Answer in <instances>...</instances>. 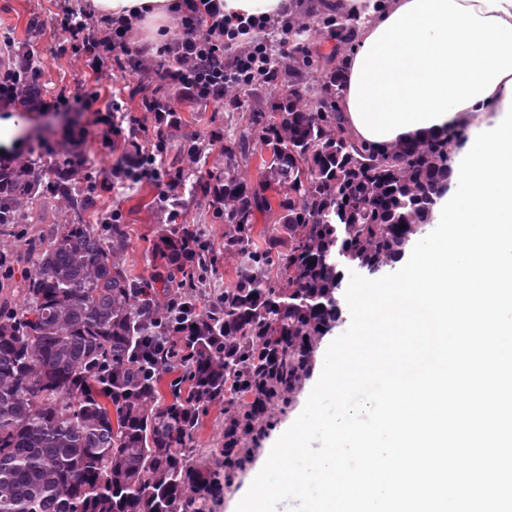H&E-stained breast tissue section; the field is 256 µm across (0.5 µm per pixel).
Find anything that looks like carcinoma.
<instances>
[{"label":"carcinoma","mask_w":512,"mask_h":512,"mask_svg":"<svg viewBox=\"0 0 512 512\" xmlns=\"http://www.w3.org/2000/svg\"><path fill=\"white\" fill-rule=\"evenodd\" d=\"M314 64H295L284 82L271 58L279 98L267 108L241 100L238 126L220 136L224 168L192 172V195L224 219L222 249L207 252L193 224H170L139 281L120 257L126 225L101 223L75 164L0 157V242L43 223L50 197L71 211L28 245L22 302L0 315V512H207L311 377L341 320L346 270L377 275L423 233L466 127L361 145L338 110L341 67L323 63L325 81L313 86L301 74ZM5 74L40 91L8 56ZM193 144L207 163L210 139L198 137L163 164L179 167ZM251 166L255 181L244 177ZM172 276L188 299L214 289L210 313L151 320L148 304ZM147 336L177 351L150 381ZM220 402L222 436L204 448L199 430Z\"/></svg>","instance_id":"1"}]
</instances>
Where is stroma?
I'll list each match as a JSON object with an SVG mask.
<instances>
[{
	"mask_svg": "<svg viewBox=\"0 0 512 512\" xmlns=\"http://www.w3.org/2000/svg\"><path fill=\"white\" fill-rule=\"evenodd\" d=\"M69 2L78 8L82 0H0V44L10 43L14 51L32 50L42 63L43 89L46 94H54L60 88H74L89 81V75L77 62L56 51L53 34L50 29L34 32L30 27L33 17L50 18L59 9L61 2ZM183 122L171 132L172 147H179L187 139L203 137L211 130L223 128L224 124L236 122L238 112L233 104L213 109L196 103H182L180 106ZM27 122L25 137V157L49 165L60 163V156L48 153L46 144L66 142L82 134L88 117L71 112L51 109L45 112H24ZM156 189L150 184H138L122 192H104L99 196L101 209L120 210L123 222L127 226L129 245L122 253L123 263L138 274H147L146 253L156 240L160 229L167 221L165 213L150 208H141V201L153 200ZM307 393H300L294 408L286 414L277 416L270 435L263 440L254 452L251 465L239 474L235 485L226 491L211 506V512H236V506L248 491L251 482L260 472L265 460L277 440L302 412Z\"/></svg>",
	"mask_w": 512,
	"mask_h": 512,
	"instance_id": "35a3bbf8",
	"label": "stroma"
}]
</instances>
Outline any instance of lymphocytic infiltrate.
<instances>
[{
  "instance_id": "1",
  "label": "lymphocytic infiltrate",
  "mask_w": 512,
  "mask_h": 512,
  "mask_svg": "<svg viewBox=\"0 0 512 512\" xmlns=\"http://www.w3.org/2000/svg\"><path fill=\"white\" fill-rule=\"evenodd\" d=\"M186 9L181 39L156 51L151 45L134 43L133 23L77 11L65 2L55 18L58 50L80 62L91 81L60 95L57 102L38 99L31 106L35 112L58 104L90 113L83 138L104 158L124 142L125 118L136 111L152 113L153 121L143 127L134 154L115 163L112 175L120 183L153 184L154 201L160 206L183 182L185 170L171 171L162 165L161 156L170 133L181 121L173 113H156V96L220 106L229 92L245 91L257 76L266 77L268 85L276 83L267 74L266 62L271 52L266 43H253L244 51L236 49L243 30L225 18L221 0H188ZM168 55L175 57V67L164 65L163 59ZM149 68L154 70L157 83L148 92L139 76Z\"/></svg>"
}]
</instances>
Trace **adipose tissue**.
Returning <instances> with one entry per match:
<instances>
[{"instance_id":"adipose-tissue-1","label":"adipose tissue","mask_w":512,"mask_h":512,"mask_svg":"<svg viewBox=\"0 0 512 512\" xmlns=\"http://www.w3.org/2000/svg\"><path fill=\"white\" fill-rule=\"evenodd\" d=\"M96 13L138 18L160 46L175 33L182 0H91ZM360 18L346 48L341 111L364 143L425 137L503 114L512 80V0H320Z\"/></svg>"}]
</instances>
